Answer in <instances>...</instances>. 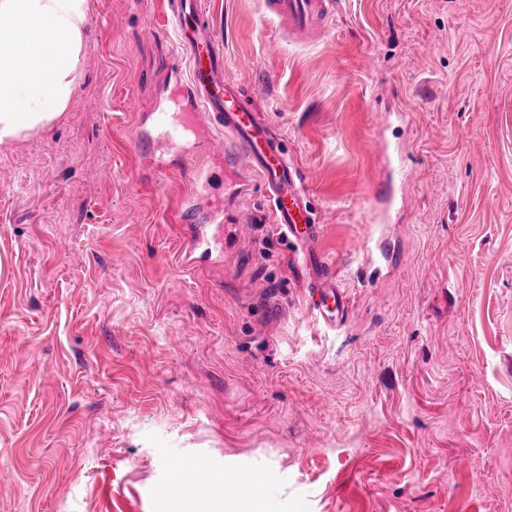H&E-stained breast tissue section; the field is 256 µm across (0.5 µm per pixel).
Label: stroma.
<instances>
[{
    "instance_id": "stroma-1",
    "label": "stroma",
    "mask_w": 512,
    "mask_h": 512,
    "mask_svg": "<svg viewBox=\"0 0 512 512\" xmlns=\"http://www.w3.org/2000/svg\"><path fill=\"white\" fill-rule=\"evenodd\" d=\"M203 3L334 266L402 146L393 259L335 331L274 225L183 266L191 177L133 141L188 59L167 0H89L77 95L0 145V512H178L174 460L208 465L214 512L250 471L254 512H512V0H338L301 45L263 0ZM133 142L141 158L145 160L155 174L165 175L170 171V159H164L157 156L156 152L159 149L155 148L153 142L147 141L143 138H136Z\"/></svg>"
}]
</instances>
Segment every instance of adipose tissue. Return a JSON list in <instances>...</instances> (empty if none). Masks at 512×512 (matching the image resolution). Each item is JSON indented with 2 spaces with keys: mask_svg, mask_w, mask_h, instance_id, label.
I'll return each mask as SVG.
<instances>
[{
  "mask_svg": "<svg viewBox=\"0 0 512 512\" xmlns=\"http://www.w3.org/2000/svg\"><path fill=\"white\" fill-rule=\"evenodd\" d=\"M88 0H0V145L44 128L78 91Z\"/></svg>",
  "mask_w": 512,
  "mask_h": 512,
  "instance_id": "adipose-tissue-1",
  "label": "adipose tissue"
}]
</instances>
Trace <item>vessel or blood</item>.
Wrapping results in <instances>:
<instances>
[{
  "instance_id": "obj_1",
  "label": "vessel or blood",
  "mask_w": 512,
  "mask_h": 512,
  "mask_svg": "<svg viewBox=\"0 0 512 512\" xmlns=\"http://www.w3.org/2000/svg\"><path fill=\"white\" fill-rule=\"evenodd\" d=\"M168 7L166 22L175 30L190 65L185 94L191 109L154 113L156 141L138 138L134 144L153 172L164 175L171 162L157 156V145L180 152L191 134L204 126L212 128L214 136L202 140L201 147L220 163L224 176V200L214 201L204 212L187 199L174 216L185 255L210 254L244 238H256L262 224L274 222L293 246L292 267L311 314L328 329L340 327L351 295L341 285L339 269L315 248L320 224L299 168L247 95L225 80L224 50L215 40L202 0H168ZM265 9L286 26L289 35L309 36L331 30L336 0H265ZM386 156L385 172L371 193L376 224L391 223L402 180L393 164L394 151Z\"/></svg>"
}]
</instances>
